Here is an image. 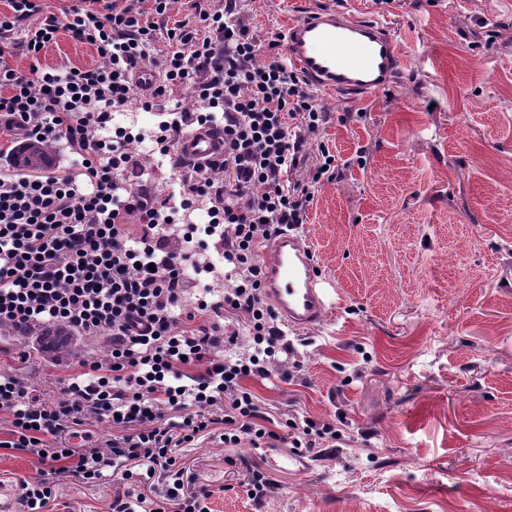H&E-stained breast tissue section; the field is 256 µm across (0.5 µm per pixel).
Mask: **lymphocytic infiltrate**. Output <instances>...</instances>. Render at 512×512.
<instances>
[{
	"instance_id": "1",
	"label": "lymphocytic infiltrate",
	"mask_w": 512,
	"mask_h": 512,
	"mask_svg": "<svg viewBox=\"0 0 512 512\" xmlns=\"http://www.w3.org/2000/svg\"><path fill=\"white\" fill-rule=\"evenodd\" d=\"M190 2L178 21L173 0H76L58 14L9 0L0 13V138L63 141L75 154L70 168L26 174L0 150V325L112 337L110 356L82 360L51 398L0 370V447L42 471L23 485L20 512H42L61 478L111 475L152 488L113 497L111 512H212L209 484L176 468L175 448L217 424L228 448L276 436L250 383L270 379L290 346L257 253L304 223L309 190L291 189L289 176L328 114L280 54L281 34L264 41L245 23L242 0L214 10ZM63 34L97 62L24 73L6 59V45L36 55ZM145 66L158 80L138 96ZM177 88L191 90L194 108L173 103ZM139 110L162 115L153 137L180 202L144 182L135 135L113 123ZM205 126L224 133L221 161L174 158L179 137ZM196 200L209 204L206 223L171 237L178 203ZM207 238L224 263L218 295L201 254ZM90 421L110 423L111 438L93 440Z\"/></svg>"
}]
</instances>
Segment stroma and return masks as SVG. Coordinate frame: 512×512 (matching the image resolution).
<instances>
[{
	"label": "stroma",
	"mask_w": 512,
	"mask_h": 512,
	"mask_svg": "<svg viewBox=\"0 0 512 512\" xmlns=\"http://www.w3.org/2000/svg\"><path fill=\"white\" fill-rule=\"evenodd\" d=\"M325 8L384 24L402 69L366 100L321 98L329 121L298 176L311 180L324 146L340 164L315 184L302 226L330 305L289 329L292 355L251 388L272 430L307 416L339 438L298 455L202 436L178 447L177 464L210 481L213 512H512V0H246L244 15L267 34ZM93 56L63 35L10 63L26 73ZM110 345L86 336L24 362L6 337L0 368L54 395L81 354ZM231 454L271 475L262 501L226 486ZM39 477L0 448V512H16L22 484ZM130 488L66 480L47 512H110Z\"/></svg>",
	"instance_id": "35a3bbf8"
}]
</instances>
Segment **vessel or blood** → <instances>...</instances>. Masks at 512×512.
<instances>
[{"label":"vessel or blood","mask_w":512,"mask_h":512,"mask_svg":"<svg viewBox=\"0 0 512 512\" xmlns=\"http://www.w3.org/2000/svg\"><path fill=\"white\" fill-rule=\"evenodd\" d=\"M286 58L323 95L360 100L396 83L402 55L387 29L352 13L320 10L293 20L283 32ZM186 160L207 163L224 152L223 133L203 127L178 144ZM264 284L284 322L310 326L326 313V291L312 250L297 226L268 248Z\"/></svg>","instance_id":"b4317fda"}]
</instances>
